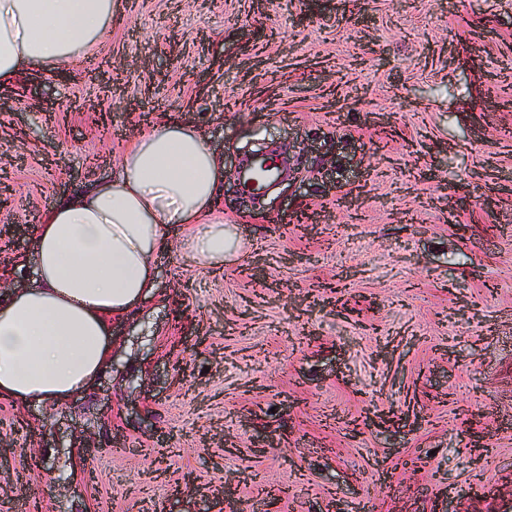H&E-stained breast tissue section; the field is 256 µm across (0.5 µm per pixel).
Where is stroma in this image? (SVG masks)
<instances>
[{
    "label": "stroma",
    "instance_id": "stroma-1",
    "mask_svg": "<svg viewBox=\"0 0 512 512\" xmlns=\"http://www.w3.org/2000/svg\"><path fill=\"white\" fill-rule=\"evenodd\" d=\"M120 2L0 87V299L45 208L168 114L223 156L233 244L174 236L86 394L0 401V512H512V0ZM260 144L288 166L258 208ZM278 171L269 168L262 160H254L246 166L243 183L248 189H257L276 178Z\"/></svg>",
    "mask_w": 512,
    "mask_h": 512
}]
</instances>
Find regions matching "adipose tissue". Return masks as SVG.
Wrapping results in <instances>:
<instances>
[{
    "label": "adipose tissue",
    "mask_w": 512,
    "mask_h": 512,
    "mask_svg": "<svg viewBox=\"0 0 512 512\" xmlns=\"http://www.w3.org/2000/svg\"><path fill=\"white\" fill-rule=\"evenodd\" d=\"M117 15L113 0H0V84L94 52ZM223 183V159L173 116L133 142L112 181L48 207L35 229L36 284L0 300V397L62 403L88 391L109 364L113 317L148 296L172 229L223 265Z\"/></svg>",
    "instance_id": "adipose-tissue-1"
}]
</instances>
